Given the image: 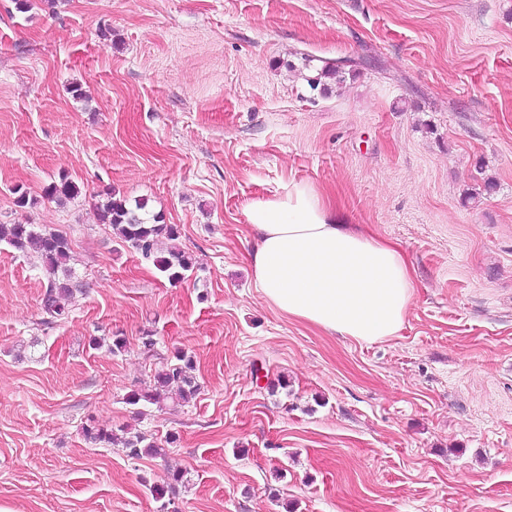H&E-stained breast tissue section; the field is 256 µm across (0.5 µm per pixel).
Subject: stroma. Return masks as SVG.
Masks as SVG:
<instances>
[{
  "instance_id": "stroma-1",
  "label": "stroma",
  "mask_w": 512,
  "mask_h": 512,
  "mask_svg": "<svg viewBox=\"0 0 512 512\" xmlns=\"http://www.w3.org/2000/svg\"><path fill=\"white\" fill-rule=\"evenodd\" d=\"M291 181L407 257L397 336L264 302L245 208ZM110 192L193 272L100 223ZM0 224L62 232L81 283L50 317L0 244V512H158L175 470L174 512H512V0H0ZM179 351L196 399L129 405ZM146 206L147 203L139 202L134 210L127 206L124 199L116 198L111 193L107 202L99 207V220L115 228L129 248L144 259H152L155 267L169 280L175 282L184 279L186 273L193 269L195 262L192 255L175 244L165 251L159 249L163 240L173 242L179 238L177 225L158 224L155 216L152 219L146 217ZM83 429L87 438L94 442L125 448L126 455L132 459H141L146 455H161V452L164 450L156 441L149 439L144 434L127 436V433H122V435H119L113 431L96 428L91 425Z\"/></svg>"
}]
</instances>
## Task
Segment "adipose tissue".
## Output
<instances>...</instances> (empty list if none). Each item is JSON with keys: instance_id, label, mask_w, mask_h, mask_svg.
I'll use <instances>...</instances> for the list:
<instances>
[{"instance_id": "1", "label": "adipose tissue", "mask_w": 512, "mask_h": 512, "mask_svg": "<svg viewBox=\"0 0 512 512\" xmlns=\"http://www.w3.org/2000/svg\"><path fill=\"white\" fill-rule=\"evenodd\" d=\"M255 285L278 312L359 342L397 335L414 293L405 256L337 219L314 185L292 182L245 211Z\"/></svg>"}]
</instances>
